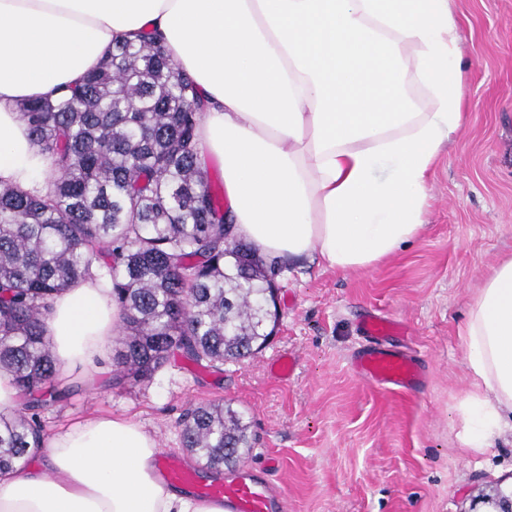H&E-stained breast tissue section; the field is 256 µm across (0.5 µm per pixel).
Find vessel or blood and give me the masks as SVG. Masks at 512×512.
I'll return each mask as SVG.
<instances>
[{
    "label": "vessel or blood",
    "mask_w": 512,
    "mask_h": 512,
    "mask_svg": "<svg viewBox=\"0 0 512 512\" xmlns=\"http://www.w3.org/2000/svg\"><path fill=\"white\" fill-rule=\"evenodd\" d=\"M400 330V324L378 316H367L361 322L360 332L369 344L352 360L357 375L387 390H407L415 385L420 375L415 358L380 344L382 338ZM158 472L168 484L201 500L223 503L226 512H279L281 508L268 483L245 469L228 479L204 480L181 457L164 453L158 458Z\"/></svg>",
    "instance_id": "1"
}]
</instances>
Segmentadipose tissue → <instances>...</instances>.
Masks as SVG:
<instances>
[{
	"mask_svg": "<svg viewBox=\"0 0 512 512\" xmlns=\"http://www.w3.org/2000/svg\"><path fill=\"white\" fill-rule=\"evenodd\" d=\"M145 31L208 101L200 152L223 164L237 237L339 272L374 268L419 237L429 175L464 121L469 63L452 0H0V180L47 192L50 164L18 102L80 84ZM122 321L98 276L62 290L46 320L56 385L96 392ZM459 339V440L478 455L512 427V256L484 279ZM159 453L130 417L74 422L37 465L0 472V512H224L167 485Z\"/></svg>",
	"mask_w": 512,
	"mask_h": 512,
	"instance_id": "ef3b65f1",
	"label": "adipose tissue"
}]
</instances>
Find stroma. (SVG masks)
Returning <instances> with one entry per match:
<instances>
[{
	"label": "stroma",
	"instance_id": "1",
	"mask_svg": "<svg viewBox=\"0 0 512 512\" xmlns=\"http://www.w3.org/2000/svg\"><path fill=\"white\" fill-rule=\"evenodd\" d=\"M452 9L472 61L465 121L430 178L420 237L367 271L281 261L275 332L244 362L205 369L179 358L149 382L117 383L120 345L111 342L95 393L74 385L38 410L45 436L123 414L181 456L185 410L226 402L249 424L253 447L241 464L270 483L280 512H482L512 483V432L480 455H463L458 438L468 390L458 328L484 276L512 254V0H453ZM373 311L405 325L385 345L416 357L414 391L355 374L360 321ZM283 355L295 361L286 379L270 371Z\"/></svg>",
	"mask_w": 512,
	"mask_h": 512
}]
</instances>
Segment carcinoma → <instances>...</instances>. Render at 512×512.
Returning a JSON list of instances; mask_svg holds the SVG:
<instances>
[{"instance_id":"1","label":"carcinoma","mask_w":512,"mask_h":512,"mask_svg":"<svg viewBox=\"0 0 512 512\" xmlns=\"http://www.w3.org/2000/svg\"><path fill=\"white\" fill-rule=\"evenodd\" d=\"M153 34L122 42L83 82L18 104L50 161L44 195L0 182V369L23 401L0 412V470L43 445L26 412L57 400L45 321L64 288L97 269L123 313L119 380L151 379L172 357L204 367L265 344L278 260L224 223V191L199 163L201 93ZM231 405L189 408L183 447L210 468L251 447Z\"/></svg>"}]
</instances>
